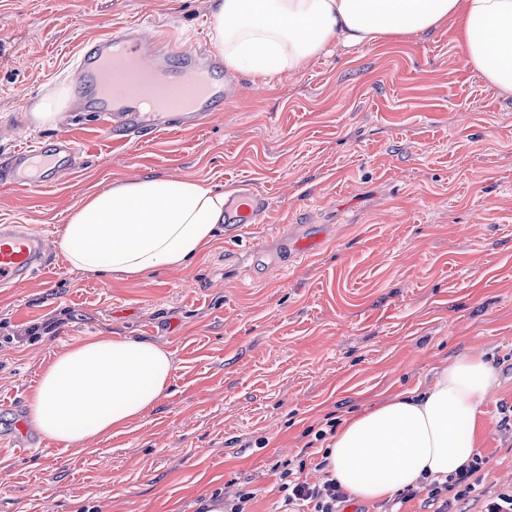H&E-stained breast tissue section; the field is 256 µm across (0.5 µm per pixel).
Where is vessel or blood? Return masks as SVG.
Masks as SVG:
<instances>
[{"instance_id": "vessel-or-blood-1", "label": "vessel or blood", "mask_w": 512, "mask_h": 512, "mask_svg": "<svg viewBox=\"0 0 512 512\" xmlns=\"http://www.w3.org/2000/svg\"><path fill=\"white\" fill-rule=\"evenodd\" d=\"M221 59L203 50L178 49L160 30L127 24L82 48L74 65L84 90L105 84V96L93 107L115 135H145L170 129L201 128L232 101L217 73ZM77 147L65 136L53 147L43 143L13 152L0 163V177L46 189L73 171ZM228 209L237 224H255L267 210L265 198L251 189L233 191ZM50 261L45 240L22 224H0V288H12L43 271Z\"/></svg>"}]
</instances>
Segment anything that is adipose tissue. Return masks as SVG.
I'll return each instance as SVG.
<instances>
[{"mask_svg": "<svg viewBox=\"0 0 512 512\" xmlns=\"http://www.w3.org/2000/svg\"><path fill=\"white\" fill-rule=\"evenodd\" d=\"M224 73L265 81L301 71L333 48L397 42L450 25L468 67L512 94V0H213ZM224 191L199 181L117 182L72 209L58 247L70 265L139 279L198 259L224 221ZM174 369L147 341L90 336L54 355L30 400L42 437L83 446L152 409ZM500 383L484 351L467 350L433 381L346 420L325 446L327 469L360 502L393 498L473 463L483 405Z\"/></svg>", "mask_w": 512, "mask_h": 512, "instance_id": "obj_1", "label": "adipose tissue"}]
</instances>
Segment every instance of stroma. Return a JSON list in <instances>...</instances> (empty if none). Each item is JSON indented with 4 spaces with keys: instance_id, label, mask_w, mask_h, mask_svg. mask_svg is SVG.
Returning <instances> with one entry per match:
<instances>
[{
    "instance_id": "1",
    "label": "stroma",
    "mask_w": 512,
    "mask_h": 512,
    "mask_svg": "<svg viewBox=\"0 0 512 512\" xmlns=\"http://www.w3.org/2000/svg\"><path fill=\"white\" fill-rule=\"evenodd\" d=\"M211 0H0V159L67 135L78 169L52 188L0 180V224H27L52 263L0 290V512H200L253 492L275 512L277 467L316 482L325 418L343 420L426 383L470 347L499 368L483 407L476 490L455 512L512 492V95L465 64L453 30L311 60L267 84L236 73L232 106L202 129L106 133L90 112L33 122L67 92L81 48L113 27L210 44ZM250 184L269 200L241 240L217 236L188 268L142 279L74 269L59 232L86 196L143 177ZM320 238L301 260L295 244ZM147 339L174 371L155 407L83 447L27 429L53 356L87 337ZM67 101V97L60 95L43 100L36 105L34 112H32V117L37 124L50 123L55 120L59 110L65 106Z\"/></svg>"
}]
</instances>
